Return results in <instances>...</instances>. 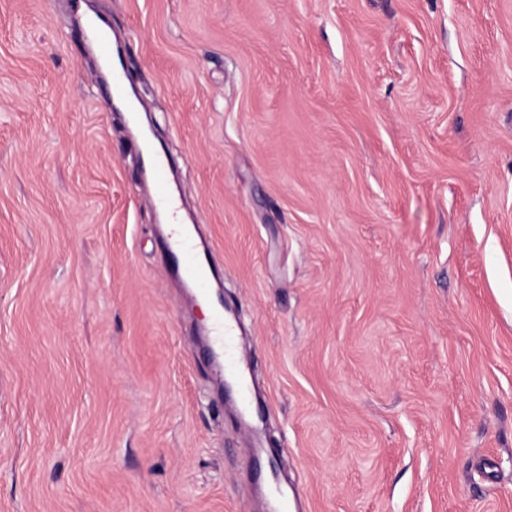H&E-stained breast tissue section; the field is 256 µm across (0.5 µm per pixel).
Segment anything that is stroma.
Segmentation results:
<instances>
[{
	"label": "stroma",
	"mask_w": 512,
	"mask_h": 512,
	"mask_svg": "<svg viewBox=\"0 0 512 512\" xmlns=\"http://www.w3.org/2000/svg\"><path fill=\"white\" fill-rule=\"evenodd\" d=\"M91 14L301 512H512V0H0V512H265Z\"/></svg>",
	"instance_id": "1"
}]
</instances>
